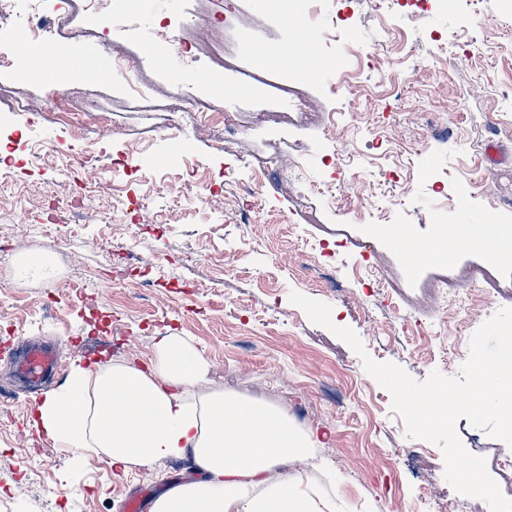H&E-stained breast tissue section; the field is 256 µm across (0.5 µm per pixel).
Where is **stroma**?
Segmentation results:
<instances>
[{
    "label": "stroma",
    "mask_w": 512,
    "mask_h": 512,
    "mask_svg": "<svg viewBox=\"0 0 512 512\" xmlns=\"http://www.w3.org/2000/svg\"><path fill=\"white\" fill-rule=\"evenodd\" d=\"M115 10L137 12L141 27L106 40L92 35L81 4L60 23L74 34L65 51L41 56L26 78L0 72V147H7L14 194L0 201V238H11L0 259V323L31 343L67 349L53 379L62 386L79 345L107 337L102 362L146 364L153 343L183 337L209 364L206 390L249 397L283 413L301 431L319 432L318 451L334 480L309 472L312 483L336 498V512H437L447 497L441 450L408 438L391 397L364 369L360 356L327 329L310 322L288 300L290 291L326 302L336 325L352 328L369 355L393 362L417 380L432 371L457 375L469 339L512 298L488 301L512 281V263H486L475 247L457 246L443 225L475 226L512 219V0H430L427 10L382 15L366 0H318L310 19L318 35L311 52L295 46L300 18L282 0H239V17L225 22L224 0H112ZM348 29L333 34L338 13ZM207 17L212 33L198 40L220 70L183 65L168 43L151 39L161 18ZM160 57H152L151 49ZM125 73L112 69L114 55ZM55 73L59 109L46 104L42 71ZM363 88L354 100L343 85ZM143 87L130 96L126 82ZM467 90L464 110L457 93ZM420 99L419 111L410 108ZM239 115V134L208 122L212 112ZM186 141L181 167L171 165L172 135ZM42 160H31L32 145ZM341 150L337 167L326 164ZM103 164L127 154L130 174H116L114 203L143 199L171 220L133 224L115 232L104 222L82 226L68 242L28 238L20 221L37 194L65 199L69 190L101 185L83 168L82 153ZM273 165L246 213L235 202L253 185L255 168ZM233 169L225 180V169ZM224 197L220 209L200 201L202 183ZM330 183V196L297 207L301 185ZM358 186L363 205L349 199ZM252 224L240 234L238 223ZM407 228L421 245L441 242L446 260L414 265L388 234ZM134 241L132 271L122 287H103L99 274L112 262L114 242ZM332 256L333 280L313 283L308 263L321 248ZM36 251L53 257L50 281L15 279L16 258ZM480 291L464 303L440 305L442 285ZM148 287H140V280ZM0 387L22 405L14 425L0 428V500L23 512H123L132 493L155 499L168 485L194 478L191 458L115 477L105 455L77 459L54 448L44 465L20 446L30 440L33 397L8 360L0 358ZM465 448L485 447L498 485L512 480L496 460L512 447L460 418ZM423 448L422 457L408 456Z\"/></svg>",
    "instance_id": "stroma-1"
}]
</instances>
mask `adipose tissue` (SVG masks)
Here are the masks:
<instances>
[{"instance_id": "ef3b65f1", "label": "adipose tissue", "mask_w": 512, "mask_h": 512, "mask_svg": "<svg viewBox=\"0 0 512 512\" xmlns=\"http://www.w3.org/2000/svg\"><path fill=\"white\" fill-rule=\"evenodd\" d=\"M208 371L187 341L166 336L145 366L73 367L36 405L32 422L79 456L104 454L118 477L192 458L198 479L158 496L151 512H336L334 497L282 470L288 459L327 469L311 435L270 406L204 392Z\"/></svg>"}]
</instances>
